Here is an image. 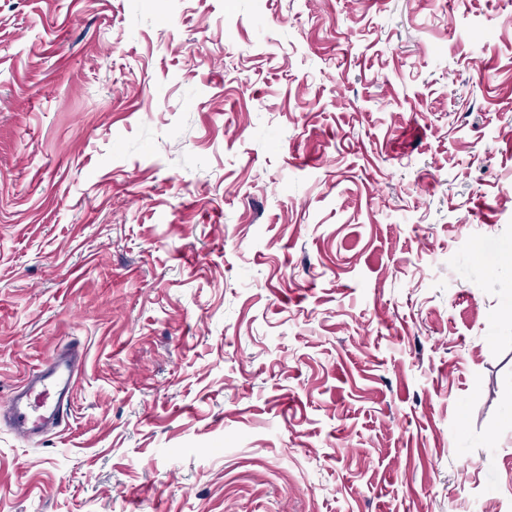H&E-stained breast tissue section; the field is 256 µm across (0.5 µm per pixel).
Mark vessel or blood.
Instances as JSON below:
<instances>
[{"label":"vessel or blood","mask_w":512,"mask_h":512,"mask_svg":"<svg viewBox=\"0 0 512 512\" xmlns=\"http://www.w3.org/2000/svg\"><path fill=\"white\" fill-rule=\"evenodd\" d=\"M83 359L78 346L61 349L13 388L7 410L16 436L29 441L61 425L68 415Z\"/></svg>","instance_id":"1"}]
</instances>
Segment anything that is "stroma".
Here are the masks:
<instances>
[{
  "instance_id": "stroma-1",
  "label": "stroma",
  "mask_w": 512,
  "mask_h": 512,
  "mask_svg": "<svg viewBox=\"0 0 512 512\" xmlns=\"http://www.w3.org/2000/svg\"><path fill=\"white\" fill-rule=\"evenodd\" d=\"M506 252L512 0H0V512H512ZM84 352L59 350L46 364L16 385L7 403L9 425L22 440L45 436L62 424L77 386Z\"/></svg>"
}]
</instances>
